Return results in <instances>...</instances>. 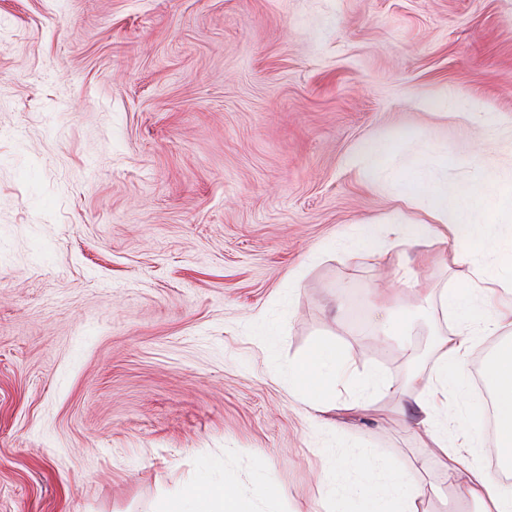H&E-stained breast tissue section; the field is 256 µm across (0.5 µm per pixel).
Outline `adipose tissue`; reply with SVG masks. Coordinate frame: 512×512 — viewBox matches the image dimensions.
<instances>
[{"label":"adipose tissue","instance_id":"obj_1","mask_svg":"<svg viewBox=\"0 0 512 512\" xmlns=\"http://www.w3.org/2000/svg\"><path fill=\"white\" fill-rule=\"evenodd\" d=\"M409 181L434 221L430 224H391L395 238L428 239L452 244L448 262L468 266L471 276L439 297V308L453 326L439 343V356L430 371L416 374L409 390L417 398L419 423L447 472L449 486L479 507V512H512V311L494 309L495 293L512 288V173L502 176L496 192L474 188L460 192L438 184L427 189L428 177L413 172ZM495 233L488 249L489 263L476 261L473 244L481 242L487 227ZM508 333L494 350L483 372L490 392L491 416L501 450V476L471 460L483 430L474 420L468 401L470 383L463 375L474 337ZM297 383H309L313 410L324 413L334 406L331 393L352 371L345 354L327 342L317 343L290 368ZM358 512H419L420 490L410 488L405 471L391 463L370 470ZM166 512H243L242 505L223 484L211 483L200 495L172 500Z\"/></svg>","mask_w":512,"mask_h":512}]
</instances>
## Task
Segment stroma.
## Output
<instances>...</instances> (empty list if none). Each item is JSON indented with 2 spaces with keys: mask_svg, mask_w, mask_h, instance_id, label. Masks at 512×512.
<instances>
[{
  "mask_svg": "<svg viewBox=\"0 0 512 512\" xmlns=\"http://www.w3.org/2000/svg\"><path fill=\"white\" fill-rule=\"evenodd\" d=\"M511 167L512 0H0V512H161L208 472L325 512L355 448L475 512L407 391L468 269L386 227L431 221L414 170ZM320 341L392 393L315 413Z\"/></svg>",
  "mask_w": 512,
  "mask_h": 512,
  "instance_id": "35a3bbf8",
  "label": "stroma"
}]
</instances>
